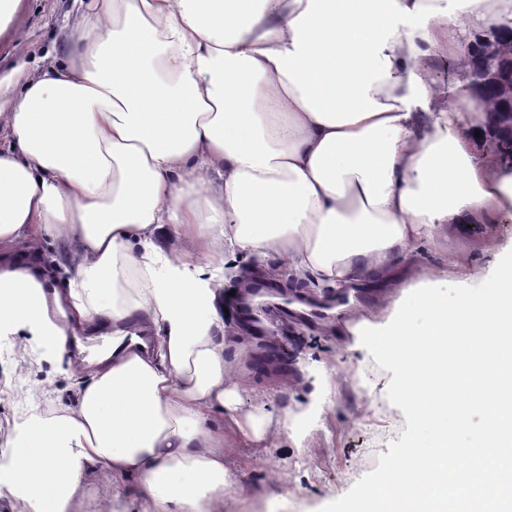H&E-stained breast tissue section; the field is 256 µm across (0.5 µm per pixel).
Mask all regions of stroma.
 Here are the masks:
<instances>
[{"label":"stroma","instance_id":"stroma-1","mask_svg":"<svg viewBox=\"0 0 512 512\" xmlns=\"http://www.w3.org/2000/svg\"><path fill=\"white\" fill-rule=\"evenodd\" d=\"M70 0H22L20 10L0 31V72L10 70L18 46L33 52L38 66H45L46 51L63 52L56 36L67 24ZM512 250V211L493 224L453 225L444 250L426 245L399 257L410 277L396 288L365 283L356 287L350 302H340L335 288L305 281L282 280L280 289L299 302H316L327 308L347 307L353 312L375 311L379 322L394 317L402 289L420 285H476L485 281L498 259L497 252ZM462 255L464 269L451 263ZM264 332L246 343L237 366L249 379L236 398L239 414L253 417L259 438L238 441L225 432L229 467L240 486V495L224 502V512H319L346 494L362 476L378 465V456L406 428L402 411L387 399L392 374L380 369L366 349L350 350V334L324 331L321 320L291 319L279 310L261 318ZM336 385L319 387L323 374ZM11 375L13 391L0 400V449L14 436V426L27 408L33 380L52 385L44 401L73 403L74 376L55 347L41 346L35 353H19L15 339L0 337V377ZM298 415L295 426L298 450H290L285 431L287 415ZM287 469L289 479L276 494L262 486L271 468Z\"/></svg>","mask_w":512,"mask_h":512}]
</instances>
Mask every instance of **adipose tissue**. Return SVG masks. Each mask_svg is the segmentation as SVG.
Listing matches in <instances>:
<instances>
[{"mask_svg":"<svg viewBox=\"0 0 512 512\" xmlns=\"http://www.w3.org/2000/svg\"><path fill=\"white\" fill-rule=\"evenodd\" d=\"M65 58L0 75V337L65 349L109 330L75 405L34 388L0 466L31 512H85V473L141 512H224V279L208 258H274L341 290L397 255L512 210L480 150L500 122L467 77L512 0H72ZM456 72L435 80L430 65ZM57 267L30 263L43 235ZM69 277L56 287L57 269Z\"/></svg>","mask_w":512,"mask_h":512,"instance_id":"1","label":"adipose tissue"}]
</instances>
